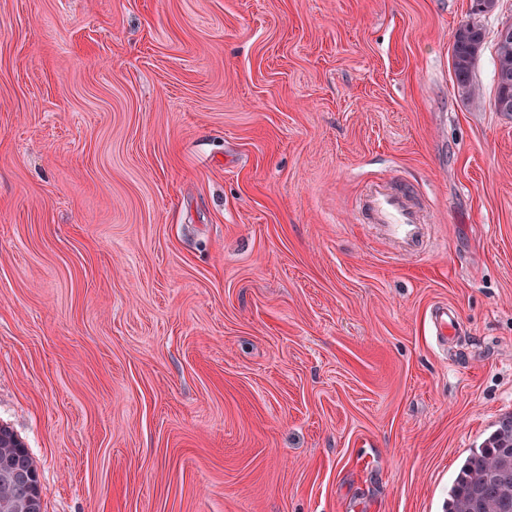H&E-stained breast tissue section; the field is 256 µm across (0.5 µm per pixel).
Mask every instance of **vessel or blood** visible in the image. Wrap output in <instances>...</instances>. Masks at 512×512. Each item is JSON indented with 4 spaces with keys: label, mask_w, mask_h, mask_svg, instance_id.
Masks as SVG:
<instances>
[{
    "label": "vessel or blood",
    "mask_w": 512,
    "mask_h": 512,
    "mask_svg": "<svg viewBox=\"0 0 512 512\" xmlns=\"http://www.w3.org/2000/svg\"><path fill=\"white\" fill-rule=\"evenodd\" d=\"M356 219L362 224L379 225L389 243L411 244L426 223L424 209L412 189L392 180H372L365 184L359 198ZM430 321L440 345H447L458 324L455 310L446 304L434 306Z\"/></svg>",
    "instance_id": "b4317fda"
}]
</instances>
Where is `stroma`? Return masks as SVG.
I'll use <instances>...</instances> for the list:
<instances>
[{
    "mask_svg": "<svg viewBox=\"0 0 512 512\" xmlns=\"http://www.w3.org/2000/svg\"><path fill=\"white\" fill-rule=\"evenodd\" d=\"M472 5L0 0V423L43 512H445L512 411V0ZM378 178L419 256L356 223ZM484 41L485 32L482 26L474 21L460 24L453 35L451 62L455 82L462 93L472 97L479 95L472 85V76ZM496 94L493 106L496 112L512 117V35L497 37ZM360 224H377L391 245H410L418 237L420 224H429L424 209L405 183L372 180L365 184L357 206ZM430 321L434 336L443 347L448 348V336H454L458 325L456 311L448 304H438L430 310Z\"/></svg>",
    "mask_w": 512,
    "mask_h": 512,
    "instance_id": "obj_1",
    "label": "stroma"
}]
</instances>
